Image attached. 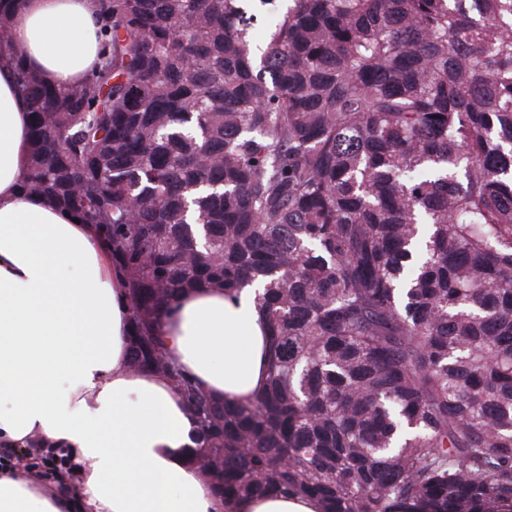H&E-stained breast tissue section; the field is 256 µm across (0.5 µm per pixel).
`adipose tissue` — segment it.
<instances>
[{
    "label": "adipose tissue",
    "instance_id": "ef3b65f1",
    "mask_svg": "<svg viewBox=\"0 0 512 512\" xmlns=\"http://www.w3.org/2000/svg\"><path fill=\"white\" fill-rule=\"evenodd\" d=\"M0 445L68 456L45 484L0 469V512H225L190 461L197 425L166 376L129 366L132 310L94 227L23 188L28 101L17 69L52 87L93 71L98 0H0ZM169 359L207 393L251 401L269 337L253 289L199 287L163 312Z\"/></svg>",
    "mask_w": 512,
    "mask_h": 512
}]
</instances>
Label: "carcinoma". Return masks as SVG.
Here are the masks:
<instances>
[{
	"label": "carcinoma",
	"mask_w": 512,
	"mask_h": 512,
	"mask_svg": "<svg viewBox=\"0 0 512 512\" xmlns=\"http://www.w3.org/2000/svg\"><path fill=\"white\" fill-rule=\"evenodd\" d=\"M100 0V62L24 68L29 193L95 227L130 367L175 384L224 503L512 512V0ZM259 285L268 383L172 364L161 312ZM236 512H315L308 498L288 493H269L236 505Z\"/></svg>",
	"instance_id": "carcinoma-1"
}]
</instances>
